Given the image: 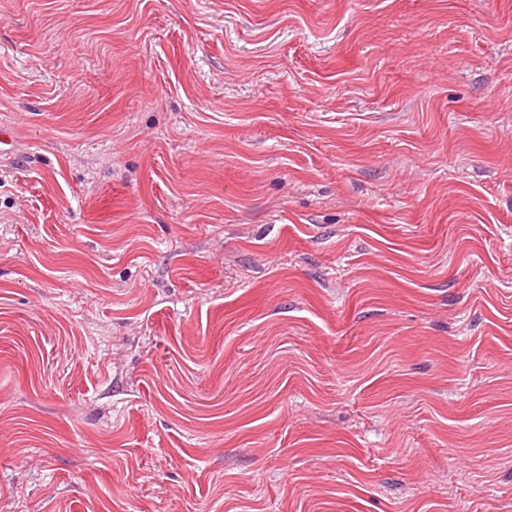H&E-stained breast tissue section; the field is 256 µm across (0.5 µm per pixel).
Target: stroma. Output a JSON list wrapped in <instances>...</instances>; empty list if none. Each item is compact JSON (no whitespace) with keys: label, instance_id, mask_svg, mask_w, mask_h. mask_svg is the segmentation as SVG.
Here are the masks:
<instances>
[{"label":"stroma","instance_id":"obj_1","mask_svg":"<svg viewBox=\"0 0 512 512\" xmlns=\"http://www.w3.org/2000/svg\"><path fill=\"white\" fill-rule=\"evenodd\" d=\"M0 512H512V0H0Z\"/></svg>","mask_w":512,"mask_h":512}]
</instances>
